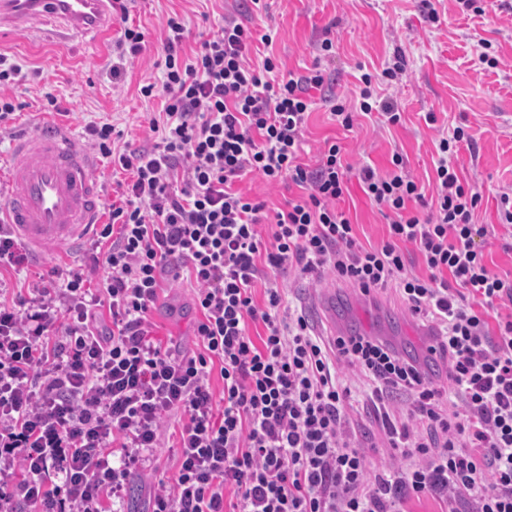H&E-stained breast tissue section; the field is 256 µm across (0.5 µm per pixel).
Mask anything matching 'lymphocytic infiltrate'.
Here are the masks:
<instances>
[{"instance_id":"obj_1","label":"lymphocytic infiltrate","mask_w":512,"mask_h":512,"mask_svg":"<svg viewBox=\"0 0 512 512\" xmlns=\"http://www.w3.org/2000/svg\"><path fill=\"white\" fill-rule=\"evenodd\" d=\"M165 32L160 81L141 88L163 99L155 141L117 151L111 124L85 128L130 179L83 263L23 277L0 226V288L7 273L26 287L0 300V512H110L167 445L176 470L150 512H404L422 497L512 512V315L488 322L512 302V274L488 266L481 196L452 162L464 129L438 142L431 199L398 153L383 175L328 142L311 167L300 155L320 68L283 76L271 55L252 67L253 44L275 33L233 19L188 55L179 15ZM248 174L303 194L264 221L265 202L235 187ZM354 179L385 211L379 244L336 206ZM289 268L394 291L429 322L445 385L382 337L317 333L279 281ZM167 278L194 286L195 350L154 334ZM345 365L367 380L387 463L351 428Z\"/></svg>"}]
</instances>
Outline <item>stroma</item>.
I'll use <instances>...</instances> for the list:
<instances>
[{"label": "stroma", "mask_w": 512, "mask_h": 512, "mask_svg": "<svg viewBox=\"0 0 512 512\" xmlns=\"http://www.w3.org/2000/svg\"><path fill=\"white\" fill-rule=\"evenodd\" d=\"M130 23L148 33L145 52L128 65L121 81H113L107 64L112 41L95 32L75 37L68 45L55 42L56 20L43 15L31 20L26 33L0 39V55L35 77L0 94L21 104L16 120L0 130V166L11 156L15 138L35 133L48 121L70 128L77 147L88 149L86 125L112 124L115 146H138L150 136L149 120L161 111L160 98L144 97L143 85L157 81L163 56L162 32L168 14L178 13L186 27L183 47L220 32L228 16L254 20L257 29L275 31L271 48L281 72H302L321 63L324 84L313 91L314 105L307 121L302 161L315 166L325 140L336 141L346 162L364 164L387 173L393 153L404 157L407 172L433 194L436 144L443 133L464 127L470 136L453 158L459 175L481 195L474 221L488 225L485 254L498 272L512 271V228L503 226V194H512V0H495L478 15L460 0H267L261 16L251 17L249 0H126ZM331 40L333 57L319 60L323 40ZM489 62L480 63L479 53ZM405 71L387 80L383 71L395 61ZM370 74L378 97L393 100L401 113L398 124L380 114L359 115L362 74ZM57 107L47 110V96ZM345 102L354 112V126L340 127L330 114L328 98ZM356 226L361 243L378 244L387 221L377 205L351 183L339 203ZM293 297L315 304L333 293L349 312V322L378 324L402 346L416 351L425 346V326L412 316L394 292L380 293L368 302L332 280L288 272L284 275ZM152 312L154 333L162 342L192 349L197 313L192 286L167 281ZM157 476L132 475L124 512H147L148 495L157 478L174 472L173 457L157 452Z\"/></svg>", "instance_id": "35a3bbf8"}]
</instances>
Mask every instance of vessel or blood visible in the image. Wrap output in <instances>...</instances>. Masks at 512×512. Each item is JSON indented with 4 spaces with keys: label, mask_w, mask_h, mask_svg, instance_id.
<instances>
[{
    "label": "vessel or blood",
    "mask_w": 512,
    "mask_h": 512,
    "mask_svg": "<svg viewBox=\"0 0 512 512\" xmlns=\"http://www.w3.org/2000/svg\"><path fill=\"white\" fill-rule=\"evenodd\" d=\"M112 0H0V29L20 33L34 16L47 13L60 22L58 43L112 28ZM91 157L57 124L16 141L5 172L8 196L0 213L33 251L75 247L92 236L100 192L90 178Z\"/></svg>",
    "instance_id": "obj_1"
}]
</instances>
